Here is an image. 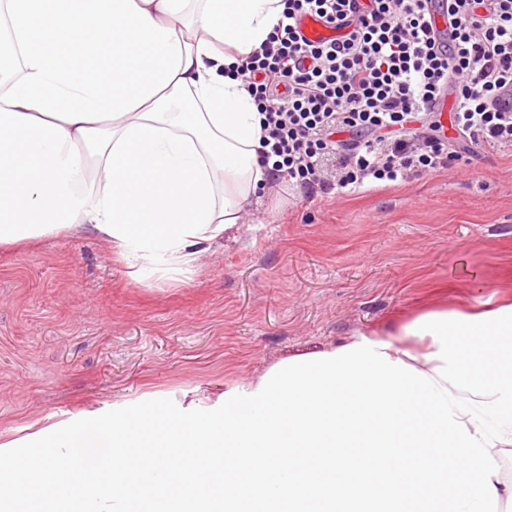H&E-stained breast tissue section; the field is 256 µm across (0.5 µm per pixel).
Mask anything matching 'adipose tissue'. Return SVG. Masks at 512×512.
Wrapping results in <instances>:
<instances>
[{
	"mask_svg": "<svg viewBox=\"0 0 512 512\" xmlns=\"http://www.w3.org/2000/svg\"><path fill=\"white\" fill-rule=\"evenodd\" d=\"M284 0H0V246L88 226L195 263L269 175L233 71ZM112 451L88 469L87 437ZM512 297L291 357L213 405L79 423L21 459L0 512H503Z\"/></svg>",
	"mask_w": 512,
	"mask_h": 512,
	"instance_id": "1",
	"label": "adipose tissue"
}]
</instances>
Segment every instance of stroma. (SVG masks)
I'll use <instances>...</instances> for the list:
<instances>
[{
    "instance_id": "obj_1",
    "label": "stroma",
    "mask_w": 512,
    "mask_h": 512,
    "mask_svg": "<svg viewBox=\"0 0 512 512\" xmlns=\"http://www.w3.org/2000/svg\"><path fill=\"white\" fill-rule=\"evenodd\" d=\"M512 289V150L354 195L262 191L187 272L91 230L0 247V443L212 397L296 355Z\"/></svg>"
}]
</instances>
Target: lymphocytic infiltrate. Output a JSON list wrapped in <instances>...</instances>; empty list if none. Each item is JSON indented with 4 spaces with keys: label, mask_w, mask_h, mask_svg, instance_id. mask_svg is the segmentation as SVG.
I'll list each match as a JSON object with an SVG mask.
<instances>
[{
    "label": "lymphocytic infiltrate",
    "mask_w": 512,
    "mask_h": 512,
    "mask_svg": "<svg viewBox=\"0 0 512 512\" xmlns=\"http://www.w3.org/2000/svg\"><path fill=\"white\" fill-rule=\"evenodd\" d=\"M437 39L431 0H288L285 20L236 68L259 112V161L313 192L449 169L472 146L512 147V0H449ZM344 28L308 42L302 16ZM454 97L453 149L434 107Z\"/></svg>",
    "instance_id": "f902f5d3"
}]
</instances>
